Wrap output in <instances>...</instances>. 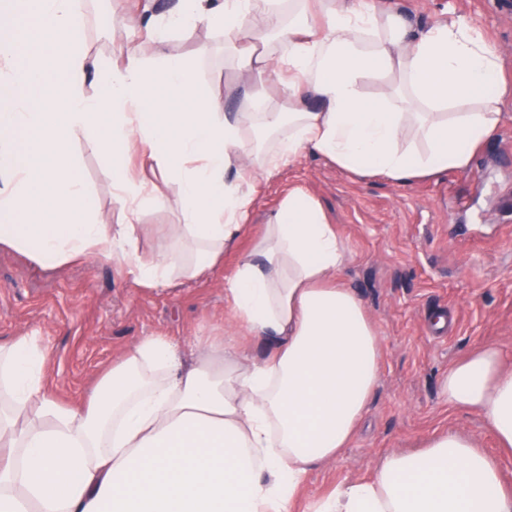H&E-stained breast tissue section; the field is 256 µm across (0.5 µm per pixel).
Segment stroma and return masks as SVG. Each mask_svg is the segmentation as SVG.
I'll return each instance as SVG.
<instances>
[{
    "mask_svg": "<svg viewBox=\"0 0 512 512\" xmlns=\"http://www.w3.org/2000/svg\"><path fill=\"white\" fill-rule=\"evenodd\" d=\"M375 3L419 28L467 17L494 46L512 83V0ZM129 10V0H89L86 42L93 52L109 58L125 38L144 39L143 29H127ZM169 51L191 61L210 94L242 85L223 32L206 24L175 36ZM502 112L495 137L471 169L429 180L359 178L319 155H301L261 181L251 222L223 266L167 291L136 286L127 270L110 262L49 270L0 249V342L38 333L52 352L46 386L68 402L87 396L115 359L149 336L188 348L232 337L251 359L263 360L268 345L235 329L226 290L269 215L288 190L300 187L321 202L342 237L349 260L336 279L363 301L382 336V353L378 386L352 442L338 458L310 471L295 512H310L341 481L368 477L383 455L420 447L448 428L474 436L479 447L498 456L512 483V452L498 448L481 416L449 406L438 387L450 364L482 345L512 354V207L504 205L512 197V99ZM71 150L101 217L116 223L104 158L80 133ZM177 196L176 184H168L163 205L142 215L141 253L175 243ZM440 314L452 319L443 335L429 326L430 317Z\"/></svg>",
    "mask_w": 512,
    "mask_h": 512,
    "instance_id": "35a3bbf8",
    "label": "stroma"
}]
</instances>
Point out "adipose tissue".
Wrapping results in <instances>:
<instances>
[{
  "label": "adipose tissue",
  "instance_id": "obj_1",
  "mask_svg": "<svg viewBox=\"0 0 512 512\" xmlns=\"http://www.w3.org/2000/svg\"><path fill=\"white\" fill-rule=\"evenodd\" d=\"M223 31L250 97L278 85L284 112H248L206 93L171 38L199 23ZM86 0L0 6V248L47 269L114 261L154 289L224 262L250 218L257 177L310 151L359 177L405 184L469 168L497 131L512 89L466 17L415 29L366 0H177L122 41L112 60L86 45ZM275 34L283 51L266 50ZM375 76L385 89L367 97ZM96 86L89 94L88 86ZM82 132L112 175L120 215L105 223L70 137ZM278 135L256 153L252 133ZM254 156L255 169L241 164ZM176 183L180 238L140 254V216ZM348 255L321 203L295 188L236 266L233 319L272 350L234 342L191 356L164 337L123 354L88 402L45 388L40 337L0 344V512H293L310 470L352 439L379 381L381 336L335 277ZM449 405L483 417L512 451V362L493 345L440 381ZM312 512H512V488L472 437L434 433L340 483Z\"/></svg>",
  "mask_w": 512,
  "mask_h": 512
}]
</instances>
